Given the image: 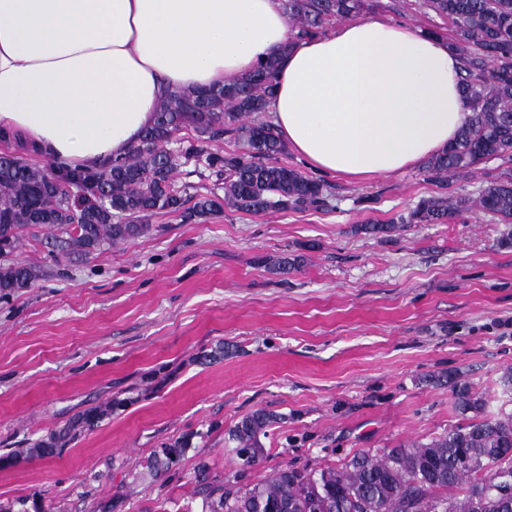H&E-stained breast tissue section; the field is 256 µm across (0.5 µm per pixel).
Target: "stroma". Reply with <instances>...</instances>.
<instances>
[{
  "instance_id": "obj_1",
  "label": "stroma",
  "mask_w": 512,
  "mask_h": 512,
  "mask_svg": "<svg viewBox=\"0 0 512 512\" xmlns=\"http://www.w3.org/2000/svg\"><path fill=\"white\" fill-rule=\"evenodd\" d=\"M363 19L450 37L421 0H364ZM177 185L223 196L207 163L237 151L206 142ZM280 161L308 177L304 160ZM320 177V176H317ZM328 205L249 214L230 206L198 222L159 213L144 233L85 257L49 252L46 230L16 259L31 287L0 294V455L34 447L78 414L94 426L54 456L0 468V506L41 512H201L195 467L243 485L291 466H341L360 450L430 441L463 418L441 377L465 380L486 414L512 411V248L478 210L445 224H386L438 194L423 166L350 181L322 176ZM296 269L273 270L279 257ZM263 408L275 423L243 466L229 429ZM186 449L172 468L145 461ZM184 451L185 448L183 447V443L177 440L174 443L161 448V451H155L149 458L146 468L150 472H157L164 467L168 469L170 464L174 463L176 459L184 453Z\"/></svg>"
}]
</instances>
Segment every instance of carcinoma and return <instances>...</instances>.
<instances>
[{
    "mask_svg": "<svg viewBox=\"0 0 512 512\" xmlns=\"http://www.w3.org/2000/svg\"><path fill=\"white\" fill-rule=\"evenodd\" d=\"M293 40L233 85L188 90L164 100L154 124L140 142L112 165L75 180L14 155H0V293L29 287L30 266L11 260L19 242L33 229L49 230L57 252L88 256L106 245L141 234L143 221L160 211L185 221L228 205L259 214L271 209L303 211L325 205L324 186L273 159L285 151L272 125L249 115L268 111L280 59L294 42L357 14L362 0H281ZM448 20L452 46L463 60L461 85L470 116L448 149L428 159L427 180L448 188L450 179L496 158L512 160V0H422ZM192 128L199 140L230 136L242 143L241 154L212 153L208 165L224 176V197L203 196L186 206L185 190L176 187L179 158L201 151L191 142L179 153L167 149L174 131ZM83 191L74 201L66 185ZM478 208L505 225L512 224V167L504 168L474 198L446 193L421 199L390 224H365L358 231L388 235L401 224H445ZM467 423L427 443L407 442L383 454L358 452L341 467L318 474L282 468L263 481L236 487L209 478L199 466L202 512H512L494 491L497 478L512 475V412L483 416L485 399L467 384L448 378ZM275 416L258 409L229 429L235 453L251 466L263 453L261 438ZM75 427L55 431L29 456L62 451ZM185 451L175 441L153 453L146 468L170 467Z\"/></svg>",
    "mask_w": 512,
    "mask_h": 512,
    "instance_id": "1",
    "label": "carcinoma"
}]
</instances>
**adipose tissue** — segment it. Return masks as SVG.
I'll return each instance as SVG.
<instances>
[{
  "instance_id": "1",
  "label": "adipose tissue",
  "mask_w": 512,
  "mask_h": 512,
  "mask_svg": "<svg viewBox=\"0 0 512 512\" xmlns=\"http://www.w3.org/2000/svg\"><path fill=\"white\" fill-rule=\"evenodd\" d=\"M290 37L280 0H0V134L58 171H96L170 94L234 84ZM460 71L440 37L351 21L281 59L270 122L324 174H394L455 141Z\"/></svg>"
}]
</instances>
